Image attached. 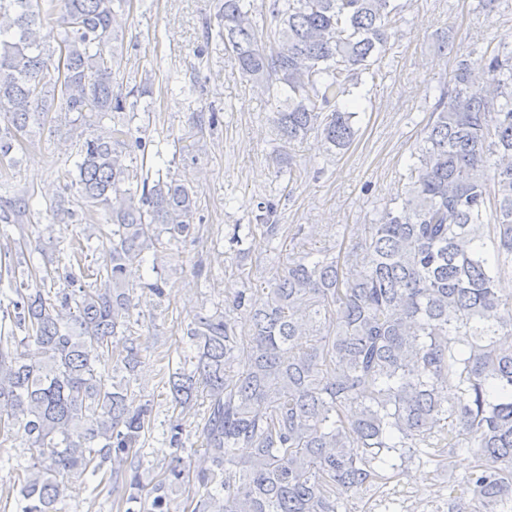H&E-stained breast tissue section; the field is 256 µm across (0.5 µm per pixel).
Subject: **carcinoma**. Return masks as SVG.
<instances>
[{"label": "carcinoma", "instance_id": "cac0c4a2", "mask_svg": "<svg viewBox=\"0 0 512 512\" xmlns=\"http://www.w3.org/2000/svg\"><path fill=\"white\" fill-rule=\"evenodd\" d=\"M128 3L0 0V166L19 133L64 119L76 157L64 190L77 193L49 211L112 225L102 264L69 272L68 287L48 286L46 269L0 299V432L20 425L32 451L12 466L10 512H68L75 487L95 500L105 468L125 486V512H176L191 489L192 512H350L340 491L460 448L477 457L463 479L475 512H512V297L496 288L512 273V48L456 58L403 191L344 257L309 247L300 226L263 298L241 288L224 313L195 315L193 369L168 387L174 406H204L203 451L181 456L185 429L171 424L172 458L146 483L137 445L153 407L131 387L142 348L126 272L160 234L178 245L199 228L194 190L169 171L141 174L128 125L102 126L149 93L113 84ZM397 15L394 0H217L206 40L274 102L280 165L312 134L349 148L348 96L389 49ZM275 216L269 201L255 216L270 242ZM28 220V200H3L0 222L19 229L4 256L27 246Z\"/></svg>", "mask_w": 512, "mask_h": 512}]
</instances>
